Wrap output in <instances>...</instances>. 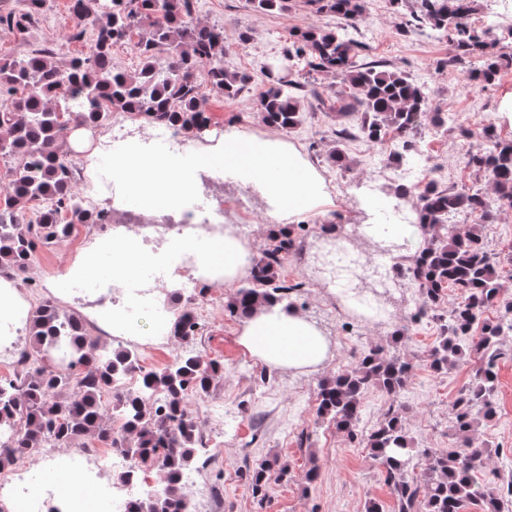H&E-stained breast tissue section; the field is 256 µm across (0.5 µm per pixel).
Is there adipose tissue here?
<instances>
[{
	"label": "adipose tissue",
	"mask_w": 512,
	"mask_h": 512,
	"mask_svg": "<svg viewBox=\"0 0 512 512\" xmlns=\"http://www.w3.org/2000/svg\"><path fill=\"white\" fill-rule=\"evenodd\" d=\"M247 255L245 243L228 230L223 243L199 252V271L211 280L221 276L229 280L245 266ZM152 262L132 244L104 240L97 243L92 259L74 264L63 281L72 284L97 278L103 264L110 270V280H127ZM239 342L269 365L285 369L318 367L328 353L322 331L296 309L281 304L261 307L244 319Z\"/></svg>",
	"instance_id": "obj_1"
}]
</instances>
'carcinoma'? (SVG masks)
<instances>
[{
	"instance_id": "1",
	"label": "carcinoma",
	"mask_w": 512,
	"mask_h": 512,
	"mask_svg": "<svg viewBox=\"0 0 512 512\" xmlns=\"http://www.w3.org/2000/svg\"><path fill=\"white\" fill-rule=\"evenodd\" d=\"M194 0H88L83 9L72 7L75 25L72 38L81 40L92 29L88 52L59 68L45 49H34L23 59L0 57V159L14 164L10 191L0 196V271L23 273L29 267L36 244L47 245L69 237L84 224H98L99 217L79 204L73 191L75 164L71 151L59 144L61 132L71 122L103 127L119 112L131 120L146 115L159 124L178 125L191 137L209 127L203 114L207 100L200 94L196 73L204 71L218 93L234 99L248 86L245 74L224 70V30L194 22ZM317 11L340 19L333 27H311L295 35L285 49L290 61L303 62L314 71L336 75L350 92L336 95V115L360 114V130L371 141L383 143L392 135L398 141L391 158L399 167L418 169L421 154L412 137L427 116L428 97L408 74L398 69L356 61L360 43L350 30L362 11L361 0H309ZM476 0H422V11L406 21L403 32L422 26L452 31L464 54L485 57L482 82L493 81L512 67V56L498 54L485 32L468 24ZM36 11L1 9L0 28L22 33L35 22ZM136 39L141 58L137 73L115 70L112 47ZM77 86L79 101L65 100L64 111L52 107L62 81ZM301 84L276 79L260 92L257 106L269 125L285 130L300 123ZM466 164L488 173L495 197L463 186H441L431 177L419 189L414 205V226L424 234V246L411 259L421 279L423 306L419 313L434 312L445 300L449 285L460 289L464 300L448 307L438 340L429 350L430 367L446 373L465 355L486 361L475 381L454 402L457 445L448 450H419L412 446L401 410L389 406L378 427L364 438L370 457L385 473L398 503L397 512H463L467 504L481 512H512V478L499 489L485 487L475 472L490 453L473 446L469 433L494 409L495 345L512 333V301L494 322H483L480 336L471 329L477 318L503 294L496 264L488 254L478 225L463 235H450L448 228L461 214L488 216L493 209H512V141H499L491 148L472 144ZM399 227L388 224L377 239L400 251ZM292 246L288 228L273 231L263 256L253 264L248 283L226 296L224 308L245 317L269 303L288 300L296 285L281 277L280 269ZM31 364L14 378L0 381V448L18 454H35L39 448L71 445L88 439L106 448L116 443L112 418L118 416L125 429L136 433L121 440L122 453L132 464L131 472L118 474L124 480L151 468L166 471L164 487L147 493L132 512H193L189 493L177 474L191 468L197 458L196 425L174 412L190 393L209 392L222 377L223 366L205 363L192 350L176 356L160 370H147L136 352L125 347L101 349L89 335L82 318L61 312L51 301L41 302L27 321ZM196 323L183 310L173 324V334L184 340L195 336ZM59 347L69 352L67 369L46 364L47 355ZM409 364L398 355H381L368 349L356 365L318 384V414L346 433L357 436L362 397L377 388L395 397L404 388ZM138 377L140 388L112 401H104L106 388H116L128 377ZM162 396L170 413L158 414L152 400ZM426 459V476L414 477L419 457ZM288 475L278 458L264 459L249 471L252 496L268 495V473Z\"/></svg>"
}]
</instances>
